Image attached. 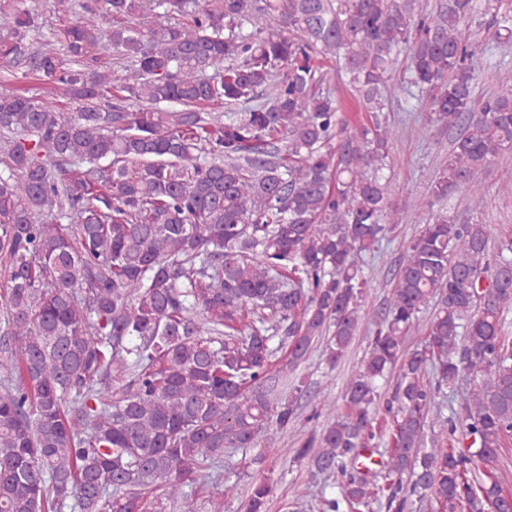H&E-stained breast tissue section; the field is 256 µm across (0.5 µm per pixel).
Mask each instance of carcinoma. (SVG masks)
I'll return each mask as SVG.
<instances>
[{
    "mask_svg": "<svg viewBox=\"0 0 512 512\" xmlns=\"http://www.w3.org/2000/svg\"><path fill=\"white\" fill-rule=\"evenodd\" d=\"M501 6L101 0L57 28L9 0L0 59L75 107L0 83V512H193L204 491L211 512L242 493L266 512L269 483L240 475L297 418L302 384L285 398L279 380L323 339L335 367L363 325L343 405L323 392L295 453L332 481L319 512H512V232L479 219L512 86L479 99L470 65L479 18L512 39ZM44 29L60 48L26 44ZM404 51L452 140L399 211L384 109ZM403 223L417 233L366 322L359 258Z\"/></svg>",
    "mask_w": 512,
    "mask_h": 512,
    "instance_id": "carcinoma-1",
    "label": "carcinoma"
}]
</instances>
